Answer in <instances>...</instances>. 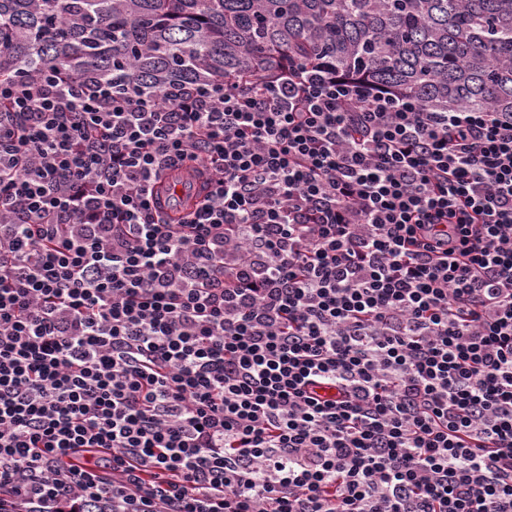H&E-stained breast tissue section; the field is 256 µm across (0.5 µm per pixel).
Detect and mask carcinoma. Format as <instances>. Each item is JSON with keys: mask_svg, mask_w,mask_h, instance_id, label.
<instances>
[{"mask_svg": "<svg viewBox=\"0 0 512 512\" xmlns=\"http://www.w3.org/2000/svg\"><path fill=\"white\" fill-rule=\"evenodd\" d=\"M323 64L439 112L512 111V0H0V78L160 90Z\"/></svg>", "mask_w": 512, "mask_h": 512, "instance_id": "1", "label": "carcinoma"}]
</instances>
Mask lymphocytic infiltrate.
Segmentation results:
<instances>
[{
    "label": "lymphocytic infiltrate",
    "instance_id": "f902f5d3",
    "mask_svg": "<svg viewBox=\"0 0 512 512\" xmlns=\"http://www.w3.org/2000/svg\"><path fill=\"white\" fill-rule=\"evenodd\" d=\"M0 512H512V112L0 81ZM160 183L165 185V191L160 193L163 216H166L171 206L180 199L183 202L196 201L198 184L186 174L185 168L166 172L162 175Z\"/></svg>",
    "mask_w": 512,
    "mask_h": 512
}]
</instances>
